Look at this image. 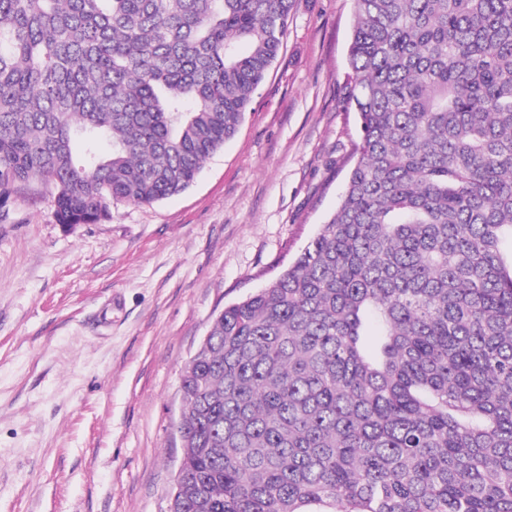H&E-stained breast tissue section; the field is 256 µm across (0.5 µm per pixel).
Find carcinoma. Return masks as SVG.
<instances>
[{
    "label": "carcinoma",
    "instance_id": "obj_1",
    "mask_svg": "<svg viewBox=\"0 0 512 512\" xmlns=\"http://www.w3.org/2000/svg\"><path fill=\"white\" fill-rule=\"evenodd\" d=\"M357 159L181 376L171 512H512V0H353ZM293 0H0V195L63 225L186 190Z\"/></svg>",
    "mask_w": 512,
    "mask_h": 512
}]
</instances>
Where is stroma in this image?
I'll return each mask as SVG.
<instances>
[{"instance_id": "obj_1", "label": "stroma", "mask_w": 512, "mask_h": 512, "mask_svg": "<svg viewBox=\"0 0 512 512\" xmlns=\"http://www.w3.org/2000/svg\"><path fill=\"white\" fill-rule=\"evenodd\" d=\"M352 20L353 0H294L236 135L179 195L70 228L51 185L0 204V512H168L186 364L316 234L356 160Z\"/></svg>"}]
</instances>
